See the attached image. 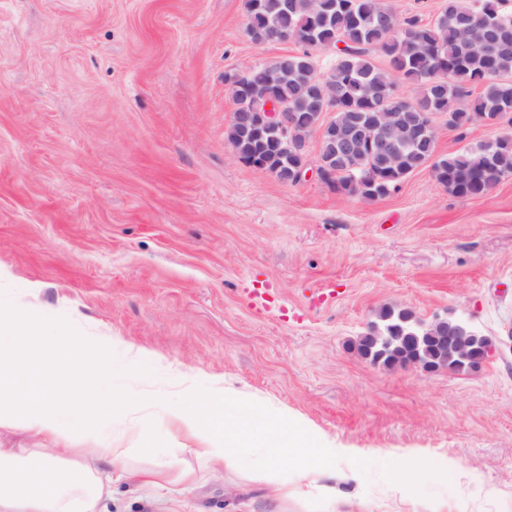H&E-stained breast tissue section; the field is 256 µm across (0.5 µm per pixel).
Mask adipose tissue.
Returning a JSON list of instances; mask_svg holds the SVG:
<instances>
[{"mask_svg":"<svg viewBox=\"0 0 512 512\" xmlns=\"http://www.w3.org/2000/svg\"><path fill=\"white\" fill-rule=\"evenodd\" d=\"M159 359L125 342L78 336L47 321L21 302L0 307V424L19 422L43 440L40 448H0V512H95L113 483L132 481L175 493L190 490V472L165 466L135 470L123 450L55 447L76 433L111 434L113 420L139 407L158 404L150 391L128 394L117 388L119 371L150 373ZM167 402L168 419L197 444L199 456L232 467L242 448H265L270 461L289 457L294 468L280 496L336 474L339 461L364 457L360 448H340L335 440L278 407L240 395L212 379L199 385L194 375ZM243 410L240 424L224 421V407Z\"/></svg>","mask_w":512,"mask_h":512,"instance_id":"obj_1","label":"adipose tissue"}]
</instances>
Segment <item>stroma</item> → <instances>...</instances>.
<instances>
[{"label":"stroma","mask_w":512,"mask_h":512,"mask_svg":"<svg viewBox=\"0 0 512 512\" xmlns=\"http://www.w3.org/2000/svg\"><path fill=\"white\" fill-rule=\"evenodd\" d=\"M245 26L244 0H0V289L370 455L347 502L282 500L291 459L215 467L155 407L112 445L194 487L116 486L99 512H512V176L459 198L424 166L367 200L245 165L225 73L304 50ZM435 125L440 157L501 132ZM384 308L466 317L494 350L452 375L373 363L358 344ZM408 448L455 476L395 490L386 454Z\"/></svg>","instance_id":"stroma-1"}]
</instances>
